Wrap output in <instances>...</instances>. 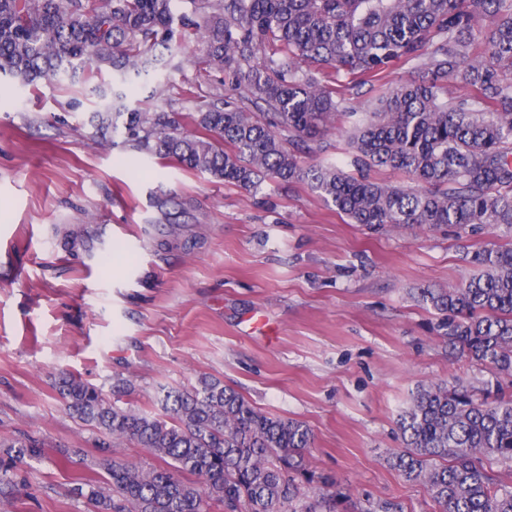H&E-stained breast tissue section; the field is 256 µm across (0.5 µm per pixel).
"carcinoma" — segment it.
Instances as JSON below:
<instances>
[{
	"mask_svg": "<svg viewBox=\"0 0 512 512\" xmlns=\"http://www.w3.org/2000/svg\"><path fill=\"white\" fill-rule=\"evenodd\" d=\"M187 30L205 44L203 65L266 104L263 118L226 102L198 108L188 132L167 112L129 108L123 91L101 83L94 136L120 128L136 153L255 192L268 181L304 182L356 224H448L512 238V0H0V77L34 89L106 68L124 83ZM270 43L281 56L250 64ZM421 57L420 74L363 119L309 70L368 82ZM459 77L471 91L448 94ZM338 114L353 118V172L303 166L299 154ZM375 168L402 170L413 185L376 181ZM470 263L479 274L424 299L444 314L438 330L460 354L511 377L512 242L481 247ZM60 391L78 419L163 462L103 459L108 479L77 488L96 512H336L344 500L308 468L305 424L264 413L218 381L165 392L162 417L118 408L74 375ZM400 430L404 449L388 462L441 512H512V488L484 465L512 463L511 397L463 382L422 385ZM4 447L14 462L40 454L30 438Z\"/></svg>",
	"mask_w": 512,
	"mask_h": 512,
	"instance_id": "cac0c4a2",
	"label": "carcinoma"
}]
</instances>
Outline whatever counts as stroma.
I'll use <instances>...</instances> for the list:
<instances>
[{
    "label": "stroma",
    "instance_id": "1",
    "mask_svg": "<svg viewBox=\"0 0 512 512\" xmlns=\"http://www.w3.org/2000/svg\"><path fill=\"white\" fill-rule=\"evenodd\" d=\"M203 51L194 37L175 44L125 85L129 105L183 124L227 99L258 112L246 88L203 68ZM418 66L397 62L359 87L329 68L317 78L371 104ZM98 104L77 81H0V443L42 445L16 463V485H0V512H94L75 490L105 478L103 435L70 414L55 388L64 372L150 414L159 388L218 380L304 422L308 466L353 501L438 512L386 458L403 447L419 385L497 380L512 395V380L434 331L439 314L422 300L477 274L472 252L497 235L353 224L301 182L257 194L218 182L91 138ZM350 130L337 117L302 164H345Z\"/></svg>",
    "mask_w": 512,
    "mask_h": 512
}]
</instances>
